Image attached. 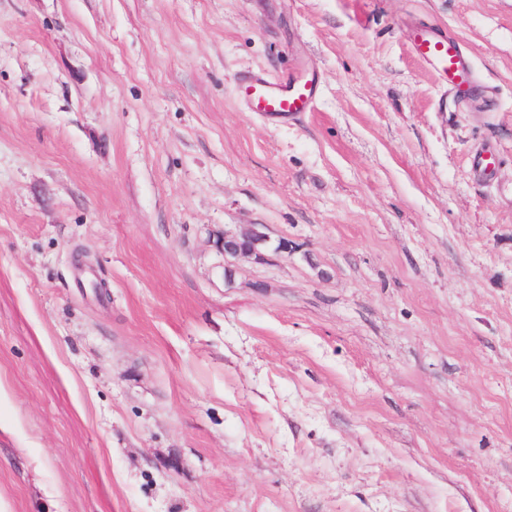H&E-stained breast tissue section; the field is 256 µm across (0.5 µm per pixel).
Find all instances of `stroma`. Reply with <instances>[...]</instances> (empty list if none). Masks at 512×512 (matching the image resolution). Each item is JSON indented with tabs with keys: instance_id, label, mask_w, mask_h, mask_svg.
I'll return each instance as SVG.
<instances>
[{
	"instance_id": "obj_1",
	"label": "stroma",
	"mask_w": 512,
	"mask_h": 512,
	"mask_svg": "<svg viewBox=\"0 0 512 512\" xmlns=\"http://www.w3.org/2000/svg\"><path fill=\"white\" fill-rule=\"evenodd\" d=\"M0 512H512V0H0ZM409 49L434 69L443 95L451 92L465 99L475 87L471 63L460 50L457 37L421 25L410 33ZM237 83L241 105L271 122H289L316 107L319 77L314 71L282 78L257 68L239 73ZM497 167V157L490 147L483 148L474 154L472 169L483 181H491L496 174ZM253 224L251 229L244 232L225 231L224 233V256L226 255H255L261 256L260 248L266 244L267 238L262 231Z\"/></svg>"
}]
</instances>
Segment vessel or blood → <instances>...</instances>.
I'll return each mask as SVG.
<instances>
[{
  "label": "vessel or blood",
  "instance_id": "1",
  "mask_svg": "<svg viewBox=\"0 0 512 512\" xmlns=\"http://www.w3.org/2000/svg\"><path fill=\"white\" fill-rule=\"evenodd\" d=\"M409 49L434 69L443 92L454 93L463 99L473 90L472 66L462 53L457 37L422 25L410 33ZM237 83L241 105L271 122H289L316 107L319 77L315 74L282 78L257 68L239 73ZM497 167L498 160L491 148L474 154L472 168L482 180L491 181Z\"/></svg>",
  "mask_w": 512,
  "mask_h": 512
}]
</instances>
